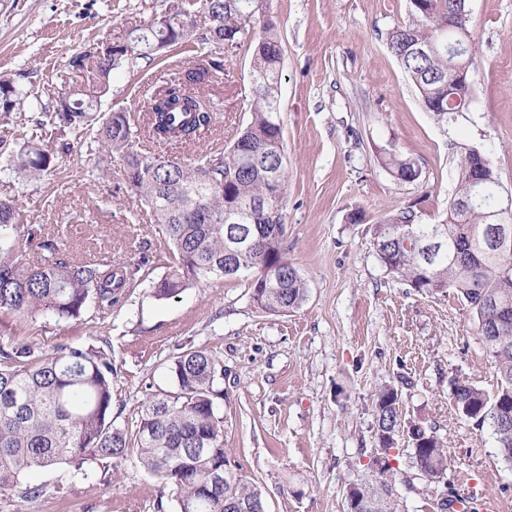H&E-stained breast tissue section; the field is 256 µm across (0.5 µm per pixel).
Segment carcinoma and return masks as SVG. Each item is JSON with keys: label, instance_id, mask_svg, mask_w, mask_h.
I'll return each instance as SVG.
<instances>
[{"label": "carcinoma", "instance_id": "carcinoma-1", "mask_svg": "<svg viewBox=\"0 0 512 512\" xmlns=\"http://www.w3.org/2000/svg\"><path fill=\"white\" fill-rule=\"evenodd\" d=\"M462 0H408V20L389 29L386 43L417 88L423 107L438 124L455 119L453 96L468 108L470 90L448 92V72L470 66L476 50L470 37L448 47V17ZM251 0H179L161 23L134 29L138 46L119 34L71 57L68 65L83 83L54 104L24 92L14 80L0 77V119L28 107L39 113L38 129L96 128L94 142L105 161L124 157V169L140 178L130 191L148 206L158 232L170 246L168 273L153 284L154 295L168 299L190 285L224 278L229 240L239 224L225 221L237 204H272L285 220L287 182L279 119L281 42L274 17L263 12L254 27L242 23ZM204 26H197L198 15ZM193 42L202 50L195 64L155 75L140 113L117 110L98 115L115 70L140 60H155L169 48ZM252 48L250 118L234 142L190 163L173 156L133 150L136 139L183 150L199 141L215 123L204 93L214 74L224 71V49ZM430 47L418 56L414 49ZM469 148L460 150L457 186L448 218L420 224L407 207L376 225L375 254L392 278L420 295L453 294L474 321L497 377V390L486 393L457 375L448 378L455 412L468 422L490 424L504 460L512 463V215L499 213L500 176L490 159L477 168ZM385 164L402 182L420 174L416 162L398 151L384 152ZM57 149L29 140L8 155L6 169L31 179L49 175ZM483 180L475 182L477 174ZM505 227L507 243L492 248L482 232ZM40 251L39 263H26L24 249ZM285 256L283 241L262 249L238 248L230 258L235 277L252 275L251 298L270 313L301 307L307 288L295 266L279 268L276 277L263 266ZM143 265H120L109 256L85 260L62 258L58 241L45 236L41 224H18L11 200L0 199V325L4 319L51 315L58 322L81 317L93 303L112 311L125 289L144 276ZM167 370L172 388L153 394L142 405L133 431L112 424V355L93 345H65L50 353L33 341L0 340V491L15 487L34 470L68 464L83 470L94 462L116 459L137 450L143 464L170 483L178 512H224V421L217 400L224 366L211 354L189 348L177 353ZM374 415L379 448L396 447L404 432L413 448L412 467L429 484L447 482L444 443L432 430L402 425L398 391L376 394ZM347 495L369 503L371 512H400L395 478L381 468L372 478L349 487Z\"/></svg>", "mask_w": 512, "mask_h": 512}]
</instances>
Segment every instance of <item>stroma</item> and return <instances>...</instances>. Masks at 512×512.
Masks as SVG:
<instances>
[{"label": "stroma", "instance_id": "obj_1", "mask_svg": "<svg viewBox=\"0 0 512 512\" xmlns=\"http://www.w3.org/2000/svg\"><path fill=\"white\" fill-rule=\"evenodd\" d=\"M172 0H0V76L51 100L80 81L68 62L165 13ZM407 0H269L282 45L280 110L288 175L284 246L307 285L299 309L271 314L251 301L241 277L200 282L156 298L169 248L149 209L127 191L124 161L100 177L98 155L67 133L72 150L53 172L28 180L0 171V197L21 221L53 234L69 227L64 256L106 250L116 262L149 254L147 280L127 289L111 314L87 306L75 321L12 323L10 334L48 349L92 344L112 353L114 425L134 430L144 401L170 388L173 354L201 348L224 366V446L267 512H350L347 491L378 472L374 396L397 389L403 420L447 443L448 480L476 512H512V463L490 426L462 421L448 396L457 374L487 392L497 381L468 312L449 296L427 298L388 276L373 249L376 224L412 208L422 224L448 216L459 151L487 154L512 192V0H467L479 50L469 68L472 101L448 126L423 109L388 52L386 32L408 18ZM175 48L162 61L114 71L102 109L139 111L158 70L195 61ZM251 51H225L213 91L216 121L188 150L196 157L233 141L250 114ZM395 148L420 176L393 177L381 162ZM361 213L353 224L351 213ZM406 437L389 452L402 512H441L442 489L417 476ZM37 485L39 498H24ZM0 512H178L174 490L137 452L92 464L88 475L61 464L0 494Z\"/></svg>", "mask_w": 512, "mask_h": 512}]
</instances>
